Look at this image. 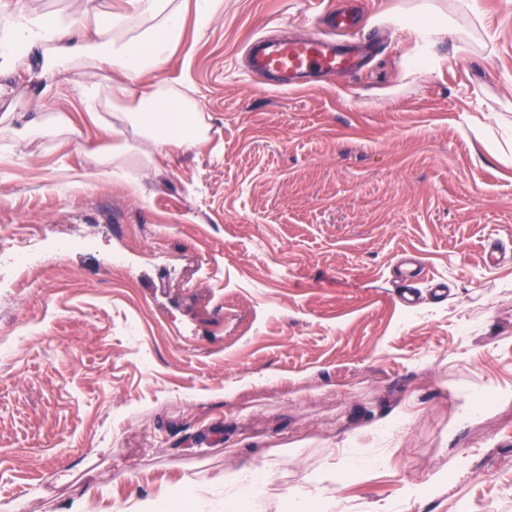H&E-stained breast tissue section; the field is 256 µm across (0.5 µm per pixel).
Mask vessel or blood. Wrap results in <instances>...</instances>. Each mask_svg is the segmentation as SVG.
Returning <instances> with one entry per match:
<instances>
[{"instance_id": "vessel-or-blood-1", "label": "vessel or blood", "mask_w": 512, "mask_h": 512, "mask_svg": "<svg viewBox=\"0 0 512 512\" xmlns=\"http://www.w3.org/2000/svg\"><path fill=\"white\" fill-rule=\"evenodd\" d=\"M331 31L306 37L273 40L259 38L250 45V61L257 74L271 76L273 86L288 89L311 88L316 76L336 70L352 71L359 65V45L341 42L338 28H347L345 16H338Z\"/></svg>"}]
</instances>
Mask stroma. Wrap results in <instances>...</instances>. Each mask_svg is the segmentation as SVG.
I'll return each instance as SVG.
<instances>
[{
  "instance_id": "35a3bbf8",
  "label": "stroma",
  "mask_w": 512,
  "mask_h": 512,
  "mask_svg": "<svg viewBox=\"0 0 512 512\" xmlns=\"http://www.w3.org/2000/svg\"><path fill=\"white\" fill-rule=\"evenodd\" d=\"M184 2L178 52L126 104L186 78L212 138L157 170L135 149L128 178L93 176L112 137L79 88L119 73L0 95V124L73 125L0 137V242L52 257L0 267V506L113 512L280 448L281 512L347 449L339 512L406 488L409 512H512V4L360 0L357 35L388 32L367 64L276 92L249 39L313 33L331 0H224L204 33ZM427 17L448 26L424 43ZM72 129V124L69 118L65 115L59 114L35 123L33 132L39 133L42 137L56 138L64 132H69Z\"/></svg>"
}]
</instances>
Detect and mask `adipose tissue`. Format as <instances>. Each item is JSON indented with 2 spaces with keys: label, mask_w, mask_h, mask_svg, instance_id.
<instances>
[{
  "label": "adipose tissue",
  "mask_w": 512,
  "mask_h": 512,
  "mask_svg": "<svg viewBox=\"0 0 512 512\" xmlns=\"http://www.w3.org/2000/svg\"><path fill=\"white\" fill-rule=\"evenodd\" d=\"M182 0H125L118 11L102 10L91 0L82 16H74L71 0H54L51 14L27 9L13 12L0 23V76L27 73L49 92L60 88L78 65L111 68L126 82L112 90V105H105L99 84L84 85L82 106L90 117L112 134L108 146L93 147L98 179L107 180L123 170L132 140L152 143L157 149H191L210 139V126L196 102L185 97L180 81L163 80L141 93L137 109L123 107L130 82L166 64L178 49L183 31ZM244 463L235 468L187 477L186 485L203 492L197 512H275L278 503L268 489V467Z\"/></svg>",
  "instance_id": "1"
}]
</instances>
